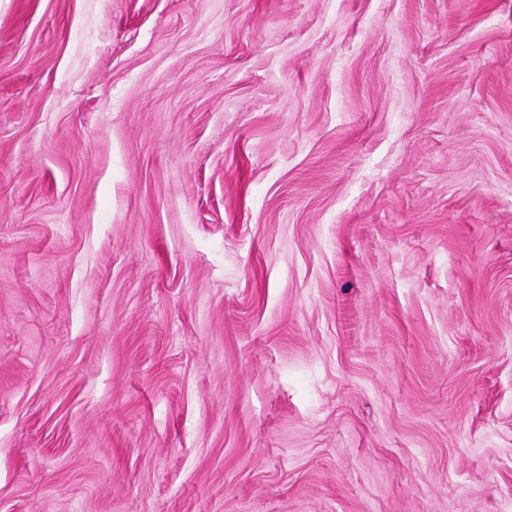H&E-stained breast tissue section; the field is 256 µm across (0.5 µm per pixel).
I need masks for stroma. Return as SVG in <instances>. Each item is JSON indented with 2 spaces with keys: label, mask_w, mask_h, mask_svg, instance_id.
<instances>
[{
  "label": "stroma",
  "mask_w": 512,
  "mask_h": 512,
  "mask_svg": "<svg viewBox=\"0 0 512 512\" xmlns=\"http://www.w3.org/2000/svg\"><path fill=\"white\" fill-rule=\"evenodd\" d=\"M0 512H512V0H0Z\"/></svg>",
  "instance_id": "1"
}]
</instances>
